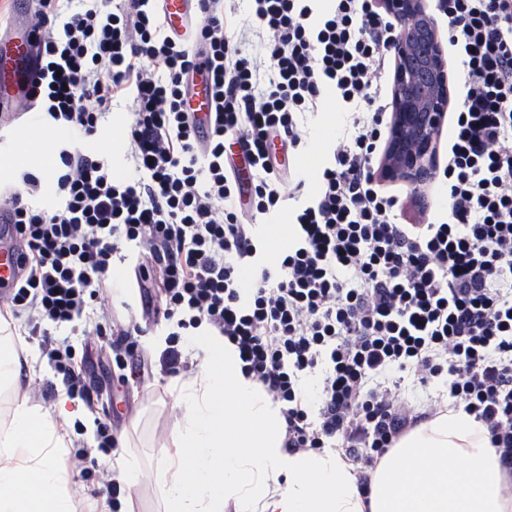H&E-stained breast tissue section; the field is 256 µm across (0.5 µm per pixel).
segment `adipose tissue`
Masks as SVG:
<instances>
[{"mask_svg":"<svg viewBox=\"0 0 512 512\" xmlns=\"http://www.w3.org/2000/svg\"><path fill=\"white\" fill-rule=\"evenodd\" d=\"M202 370L180 386L183 420L159 450L162 512H512V483L486 428L446 408L406 434L361 496L334 452L291 454L277 404L238 366L234 346L200 329ZM70 414L14 401L0 428V512H80L56 460Z\"/></svg>","mask_w":512,"mask_h":512,"instance_id":"obj_1","label":"adipose tissue"}]
</instances>
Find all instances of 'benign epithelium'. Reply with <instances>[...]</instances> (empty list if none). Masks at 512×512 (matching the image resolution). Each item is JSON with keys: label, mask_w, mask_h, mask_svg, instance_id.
Masks as SVG:
<instances>
[{"label": "benign epithelium", "mask_w": 512, "mask_h": 512, "mask_svg": "<svg viewBox=\"0 0 512 512\" xmlns=\"http://www.w3.org/2000/svg\"><path fill=\"white\" fill-rule=\"evenodd\" d=\"M396 22L391 123L382 175L415 189L436 166V144L450 101L445 47L436 15L423 0H382Z\"/></svg>", "instance_id": "7a95c632"}]
</instances>
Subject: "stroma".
<instances>
[{"label":"stroma","instance_id":"stroma-1","mask_svg":"<svg viewBox=\"0 0 512 512\" xmlns=\"http://www.w3.org/2000/svg\"><path fill=\"white\" fill-rule=\"evenodd\" d=\"M336 116V130H343L350 121L347 112L338 109L335 102H323L317 112L308 114L307 127L310 132V144L307 155L313 156L315 163H322L333 144L332 135L324 131L328 114ZM128 107L117 104L112 109L106 136L91 141L89 149L102 155L113 157L114 172L121 177L131 176L132 168L123 159L121 153L113 152L111 144L120 137L124 125L130 120ZM67 137L66 132L52 124L40 120L37 114L29 111L27 105L17 104L12 115L0 118V161L9 157L18 141L27 140L44 144L50 150H57ZM388 189L401 194L404 199L407 219L413 224L425 223L432 207L442 200V191L437 182H430L422 193H415L400 181H387ZM118 277L110 288L103 293L106 308L120 315L136 314L138 290L131 266L117 267ZM0 323L10 332L21 334L15 354L24 363L21 372L19 395L29 404L42 410L54 411L59 397L65 394V385L60 375L48 364L42 350L45 342L41 335L27 336L28 326L24 319L14 318L11 313L0 315ZM174 326L161 322L150 326L140 338V354L154 364L155 371L150 382L136 388L127 384L119 370L113 366L109 336H95L85 339L63 327L74 349L91 344L93 351L83 365L85 380L100 403L113 405L116 414L111 417L113 438L127 439L128 455L138 459L142 465L139 483L136 487H122L120 512H159L162 477L154 467L152 458L159 446L169 442L180 424L182 411L177 406L171 384L173 380H192L198 375L201 357L189 342H182L183 356L188 363L186 372L172 377L158 371L157 365L169 345V335ZM54 384L55 396L46 400L41 396L47 384Z\"/></svg>","mask_w":512,"mask_h":512}]
</instances>
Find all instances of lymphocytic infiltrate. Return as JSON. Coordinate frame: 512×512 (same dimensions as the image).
I'll list each match as a JSON object with an SVG mask.
<instances>
[{"label": "lymphocytic infiltrate", "mask_w": 512, "mask_h": 512, "mask_svg": "<svg viewBox=\"0 0 512 512\" xmlns=\"http://www.w3.org/2000/svg\"><path fill=\"white\" fill-rule=\"evenodd\" d=\"M199 0L191 39L170 34L160 0H36L37 77L22 100L43 121L102 135L128 104L125 158L72 143L51 179L18 171L0 190L24 263L0 306L61 327L83 315L110 332L115 365L140 384L144 324L207 328L236 346L241 369L280 406L289 453H339L370 472L442 404L482 422L512 477V0H436L460 89L426 223L401 220L376 163L390 114L379 75L394 22L379 0ZM258 39L267 70L245 49ZM205 73L212 112L188 106ZM354 111L314 186L285 164L307 145L323 94ZM237 143L242 158L225 151ZM288 208L292 238L266 257L270 217ZM136 264L139 314L96 303L115 262ZM67 394L95 403L71 346L47 352ZM316 378L315 394L304 382ZM423 387L412 401L405 382Z\"/></svg>", "instance_id": "1"}]
</instances>
